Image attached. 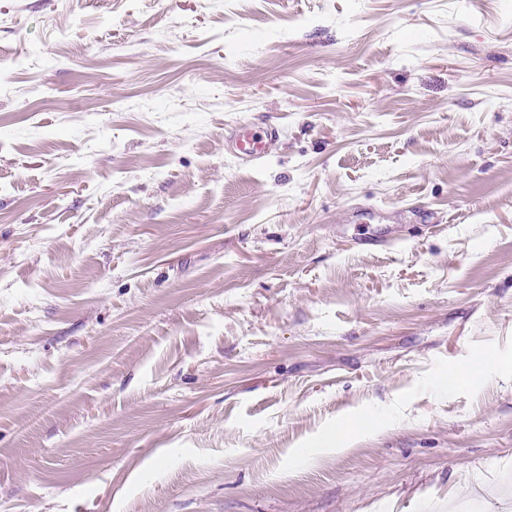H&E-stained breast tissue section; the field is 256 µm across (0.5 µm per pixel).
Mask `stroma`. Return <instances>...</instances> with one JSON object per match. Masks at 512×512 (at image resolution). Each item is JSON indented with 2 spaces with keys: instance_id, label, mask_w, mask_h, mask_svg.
<instances>
[{
  "instance_id": "1",
  "label": "stroma",
  "mask_w": 512,
  "mask_h": 512,
  "mask_svg": "<svg viewBox=\"0 0 512 512\" xmlns=\"http://www.w3.org/2000/svg\"><path fill=\"white\" fill-rule=\"evenodd\" d=\"M508 481L512 0H0V512ZM276 139L274 127L252 129L242 125L224 137V151L246 163H255L271 152Z\"/></svg>"
}]
</instances>
